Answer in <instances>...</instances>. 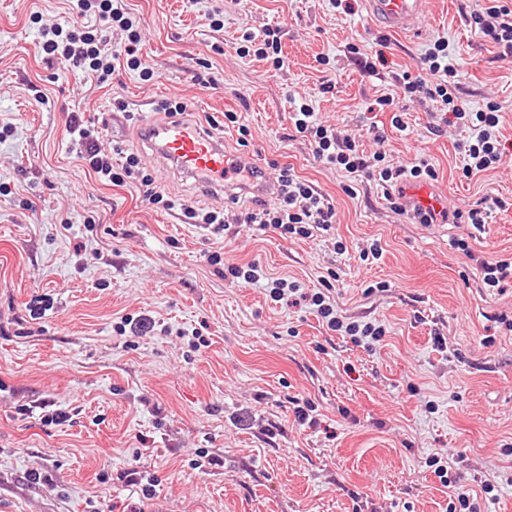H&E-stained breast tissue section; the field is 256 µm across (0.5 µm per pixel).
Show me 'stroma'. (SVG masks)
<instances>
[{
  "instance_id": "obj_1",
  "label": "stroma",
  "mask_w": 512,
  "mask_h": 512,
  "mask_svg": "<svg viewBox=\"0 0 512 512\" xmlns=\"http://www.w3.org/2000/svg\"><path fill=\"white\" fill-rule=\"evenodd\" d=\"M350 2L347 13L334 0H125L157 77L122 70L97 88L43 60L41 32L68 21L67 0H0V129L10 130L0 138V512H448L439 464L458 490L492 489L481 512H512V331L497 321L512 318V287L486 291L448 245L463 236L479 256L512 258V65L468 22L485 0H429L400 34ZM268 27L280 30L277 71L238 52L244 33ZM438 41L464 106L500 105L497 168L465 176L457 144L469 132L442 125L438 103L403 101L404 132L391 112L368 109L403 73L421 75ZM351 44L383 55L375 75ZM205 63L207 88L196 79ZM116 96L127 111H111ZM164 99L196 100L219 120L238 113L258 163L294 167L333 202L331 234L240 223L252 196L228 205L174 178L137 140ZM301 100L366 151L384 148L391 166L425 155L449 208L499 207L479 231L396 213L380 186L324 165L293 132ZM74 112L98 126L103 152L136 153L178 208L83 165ZM184 203L223 212L224 231L186 223ZM375 242L381 258L362 262ZM216 251L222 264L209 261ZM251 262L307 292L335 276L339 313L385 335L354 343L305 304L225 280V267ZM130 316L151 318L153 331L117 332ZM195 335L205 347H189ZM131 468L154 478L151 498L122 480ZM35 471L50 483L31 481Z\"/></svg>"
}]
</instances>
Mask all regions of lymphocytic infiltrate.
Masks as SVG:
<instances>
[{"label":"lymphocytic infiltrate","mask_w":512,"mask_h":512,"mask_svg":"<svg viewBox=\"0 0 512 512\" xmlns=\"http://www.w3.org/2000/svg\"><path fill=\"white\" fill-rule=\"evenodd\" d=\"M71 20L66 24L43 30L41 49L56 60L63 69L95 79L98 84H111L117 67L140 71L145 79H153L154 71L143 67L137 54L140 43L138 26L122 7V0H69ZM95 16L99 26L113 24L122 26L127 32L128 44L124 51L117 52L106 48L98 28L86 26L84 20ZM469 23L489 40L497 49L496 58L512 64V6L501 4L500 0H488L482 10L472 12ZM424 61L431 74L430 79H422L406 73L398 81V97L423 95L430 101L439 103L447 112L450 123L470 129L468 139L458 143L465 174L471 175L489 170L501 159V142L496 133L499 125L500 107L497 103H486L484 109L468 111L459 95V86L454 81L455 69L448 62V46L434 43ZM291 120L297 134L310 139L316 158L323 164L345 171L350 176L362 177L375 182L384 190V196L397 212L405 207L399 195L393 191L398 182L404 180L424 181L435 178L436 172L427 158L415 159L411 166L393 168L386 164L385 151L368 154L361 149L354 137L341 135L336 128L323 124L309 104L295 106ZM70 133L79 137V159L95 173L114 183L132 181L144 201L165 209L176 208L174 200L166 196L156 185L153 177L146 173L135 154L125 155L121 163H113L111 157L103 155L97 145L93 131L82 127L78 114H71ZM279 204L270 208L258 205L246 212L242 221L246 224L273 226L281 235H294L312 238L329 232L336 222V208L333 203L305 179L296 174L293 167L280 166L276 177ZM453 249L471 257L476 271L486 288H503L506 280L512 279V260H488L474 255L467 239H451ZM225 278L244 281L250 284L265 282L270 295L276 301H293L303 297L315 308L329 330L342 332L353 340H379L384 334L382 326L372 322L359 324L345 322L338 316L329 296L321 291L300 294L296 283L284 278H265L261 267L251 263L247 267L230 266L224 271Z\"/></svg>","instance_id":"lymphocytic-infiltrate-1"}]
</instances>
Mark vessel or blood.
Listing matches in <instances>:
<instances>
[{
	"label": "vessel or blood",
	"mask_w": 512,
	"mask_h": 512,
	"mask_svg": "<svg viewBox=\"0 0 512 512\" xmlns=\"http://www.w3.org/2000/svg\"><path fill=\"white\" fill-rule=\"evenodd\" d=\"M428 0H367L371 18L384 30L407 31L425 14ZM195 104H188L182 115L146 122L140 130L143 147L176 176L194 181L206 193L223 195L232 202L245 193H268L272 180L248 155H235L224 149V141L194 117ZM409 207L442 210L439 196L413 184L404 188Z\"/></svg>",
	"instance_id": "1"
}]
</instances>
